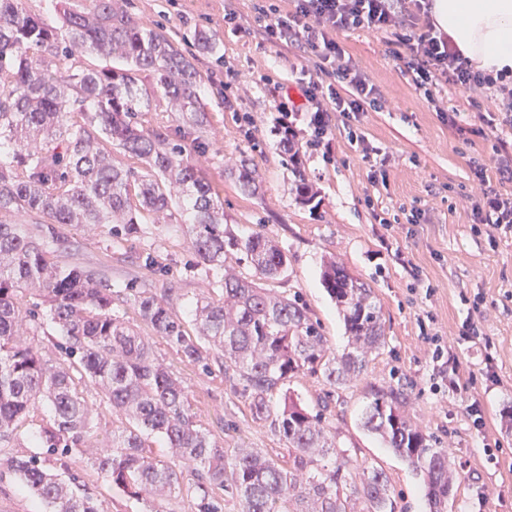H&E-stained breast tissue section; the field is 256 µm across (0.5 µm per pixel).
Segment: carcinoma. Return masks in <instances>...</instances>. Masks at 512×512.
<instances>
[{"mask_svg":"<svg viewBox=\"0 0 512 512\" xmlns=\"http://www.w3.org/2000/svg\"><path fill=\"white\" fill-rule=\"evenodd\" d=\"M85 50L117 57L122 69L76 67ZM151 79L138 86L140 75ZM195 65L162 31L133 17L122 0H91L86 11L65 8L60 24L0 0V215L25 211L42 217L40 235L0 220V441L11 436L36 403L50 417L35 437L68 470L67 460L88 453L89 413L73 372L99 387L128 427L91 465L123 496L143 503L182 492L177 462L192 460L194 512H224V497L242 512H396L385 473L362 468L336 449L326 423L328 406L312 412L270 401L288 378L309 370L331 385L364 372L385 345L374 289L336 260L324 265L322 283L342 316L348 344L332 353L320 322L295 298L260 286L288 271V256L268 236L236 232L224 217L220 190L192 160L186 144H171L145 113L151 100H168L206 120L198 100ZM105 137L136 165L119 167L100 146ZM240 186L259 189L256 170L243 163ZM179 197L180 223L205 264L224 270V298L195 300L190 334L164 298L135 297L141 319L205 371L200 340L224 354L255 419L288 443L282 465L256 448H220L193 420L185 387L155 357L149 340L112 313V285L95 271L60 266L46 244L62 248L63 224H120L128 234L143 213H164ZM249 264L253 278L227 263ZM49 323L64 339L63 363L44 360L22 341L32 323ZM409 394L390 387L374 393L360 423L423 479L428 512H448L457 470L448 452L406 411ZM161 435L170 457L146 449ZM10 470L47 512H99L77 476L53 471L35 456L15 458ZM224 491V496L214 490Z\"/></svg>","mask_w":512,"mask_h":512,"instance_id":"cac0c4a2","label":"carcinoma"}]
</instances>
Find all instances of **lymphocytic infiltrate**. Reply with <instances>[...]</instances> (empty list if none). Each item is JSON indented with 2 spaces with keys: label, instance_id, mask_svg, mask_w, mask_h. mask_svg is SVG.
I'll list each match as a JSON object with an SVG mask.
<instances>
[{
  "label": "lymphocytic infiltrate",
  "instance_id": "lymphocytic-infiltrate-1",
  "mask_svg": "<svg viewBox=\"0 0 512 512\" xmlns=\"http://www.w3.org/2000/svg\"><path fill=\"white\" fill-rule=\"evenodd\" d=\"M431 9V0H294L292 11L286 13L274 0L253 3L255 19L270 46L295 45L318 60L319 78L301 86L313 112L311 124L318 145H331L327 137L330 113H340L349 122L358 119L365 104L377 100L376 88L342 62L343 51L336 40L341 32L365 28L387 34L393 59L423 92H430L441 81L491 90L496 109L483 116V123L493 130H512V74L487 72L462 58L452 39L437 31ZM327 77L344 83L348 96H341L335 87H324ZM493 163L501 181L497 187L490 185L485 166L473 168L485 186L474 216L477 223L512 232V193L500 190L502 184H512V142L498 139Z\"/></svg>",
  "mask_w": 512,
  "mask_h": 512
}]
</instances>
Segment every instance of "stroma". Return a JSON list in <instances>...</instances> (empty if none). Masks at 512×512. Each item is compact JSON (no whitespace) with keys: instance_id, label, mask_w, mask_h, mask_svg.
Wrapping results in <instances>:
<instances>
[{"instance_id":"1","label":"stroma","mask_w":512,"mask_h":512,"mask_svg":"<svg viewBox=\"0 0 512 512\" xmlns=\"http://www.w3.org/2000/svg\"><path fill=\"white\" fill-rule=\"evenodd\" d=\"M142 22L158 26L195 59L202 76L203 126L194 128L191 153L207 178L221 190L224 213L235 230L257 229L287 253L285 277L269 289L298 296L324 329L331 349L346 344L344 326L321 283L324 259L336 257L375 291L385 323L386 343L370 356L362 376L333 387L319 374L300 373L275 394L274 405L291 396L314 409L328 402L327 422L340 449L366 467L383 470L397 494V512H425L419 476L360 425L373 389L408 388L410 416L434 435L451 455L459 481L448 512H512V235L474 232L473 210L483 188L473 167L489 164L497 135L484 129L480 112L494 111L488 93L439 84L431 96L416 89L389 55L383 34L359 29L338 35L346 59L378 90L347 127L332 114L331 149L314 144L308 112L295 115L300 166L292 168L277 133L278 103L301 100L300 82L316 74V59L303 50L267 44L254 21L250 0H128ZM238 16L237 26L224 22ZM215 36L217 48L202 51L199 32ZM236 81L225 87L226 71ZM477 107H469V99ZM459 109V129H451L440 109ZM251 115L242 127V115ZM260 176L257 194L236 180L240 160ZM384 167L385 180L373 179ZM312 186L304 203L292 190L296 177ZM421 221L408 224L411 211ZM393 220L385 228L383 219ZM68 248H51L53 261L104 274L112 284L114 314L148 337L158 359L185 387L197 425L225 450L256 448L284 463L288 446L254 419L249 402L224 371L212 347L202 371L164 338L153 335L138 316L133 291L168 298L174 314L192 320V300L224 294V272L202 263L180 225L157 223L144 214L136 232L103 224H65ZM411 267H404L402 259ZM482 298L473 311L474 298ZM477 316L479 334L463 340L467 316ZM443 336L454 360L444 377L432 374L424 333ZM78 390L89 410L92 445L110 448L124 420L113 417L104 393L89 381ZM49 409L38 404L9 439L0 442V512H41V505L6 468L15 456L36 454L32 437ZM82 484L98 497L100 512H142L143 506L112 489L86 457L68 462Z\"/></svg>"}]
</instances>
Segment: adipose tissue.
<instances>
[{
	"label": "adipose tissue",
	"instance_id": "obj_1",
	"mask_svg": "<svg viewBox=\"0 0 512 512\" xmlns=\"http://www.w3.org/2000/svg\"><path fill=\"white\" fill-rule=\"evenodd\" d=\"M432 16L463 57L512 72V0H433Z\"/></svg>",
	"mask_w": 512,
	"mask_h": 512
}]
</instances>
